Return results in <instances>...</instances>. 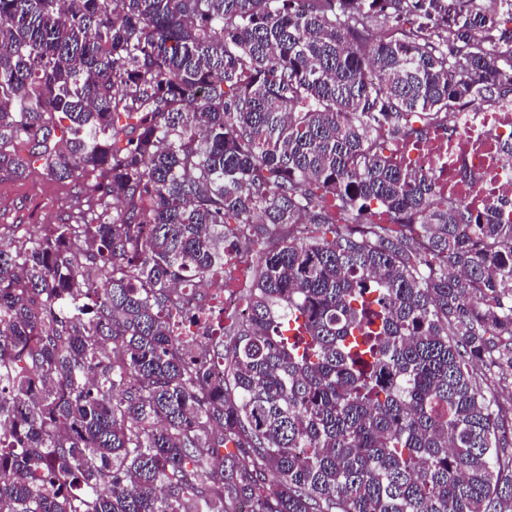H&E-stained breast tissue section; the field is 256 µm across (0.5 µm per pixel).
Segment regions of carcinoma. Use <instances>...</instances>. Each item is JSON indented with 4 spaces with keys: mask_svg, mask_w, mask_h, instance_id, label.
<instances>
[{
    "mask_svg": "<svg viewBox=\"0 0 512 512\" xmlns=\"http://www.w3.org/2000/svg\"><path fill=\"white\" fill-rule=\"evenodd\" d=\"M509 100L512 0H0V171L92 201L0 226V512H512V223L394 159ZM246 263H238L237 268L234 270L233 279L229 280L226 284L224 278L220 277L209 283V296L211 307L224 308V306H233L237 303V292L229 288L234 285L235 288H240L237 284V275Z\"/></svg>",
    "mask_w": 512,
    "mask_h": 512,
    "instance_id": "carcinoma-1",
    "label": "carcinoma"
}]
</instances>
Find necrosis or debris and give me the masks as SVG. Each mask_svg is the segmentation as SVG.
I'll return each instance as SVG.
<instances>
[{
    "instance_id": "necrosis-or-debris-1",
    "label": "necrosis or debris",
    "mask_w": 512,
    "mask_h": 512,
    "mask_svg": "<svg viewBox=\"0 0 512 512\" xmlns=\"http://www.w3.org/2000/svg\"><path fill=\"white\" fill-rule=\"evenodd\" d=\"M512 103L464 108L427 135L399 145L395 157L410 172L434 178L441 194H452L483 215L498 199L512 197Z\"/></svg>"
}]
</instances>
